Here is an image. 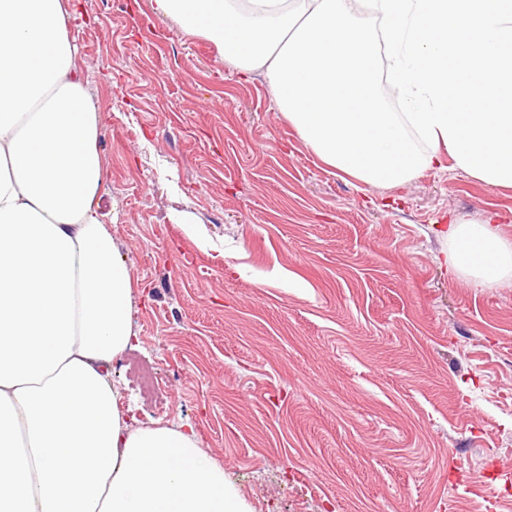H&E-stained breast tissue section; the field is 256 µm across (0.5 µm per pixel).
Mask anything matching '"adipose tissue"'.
<instances>
[{
	"label": "adipose tissue",
	"instance_id": "obj_1",
	"mask_svg": "<svg viewBox=\"0 0 512 512\" xmlns=\"http://www.w3.org/2000/svg\"><path fill=\"white\" fill-rule=\"evenodd\" d=\"M262 72L328 166L401 184L443 155L512 188V0H151ZM63 0H0V512H243L194 429H130L105 367L131 277L99 213L100 114ZM387 75L404 104L389 111ZM473 286L512 275L493 224L448 226Z\"/></svg>",
	"mask_w": 512,
	"mask_h": 512
}]
</instances>
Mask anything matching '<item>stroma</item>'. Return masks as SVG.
Segmentation results:
<instances>
[{
	"label": "stroma",
	"instance_id": "35a3bbf8",
	"mask_svg": "<svg viewBox=\"0 0 512 512\" xmlns=\"http://www.w3.org/2000/svg\"><path fill=\"white\" fill-rule=\"evenodd\" d=\"M65 7L131 275L132 427L192 426L244 512H512V276L449 273L446 236L491 216L512 242V189L449 158L364 185L151 0Z\"/></svg>",
	"mask_w": 512,
	"mask_h": 512
}]
</instances>
